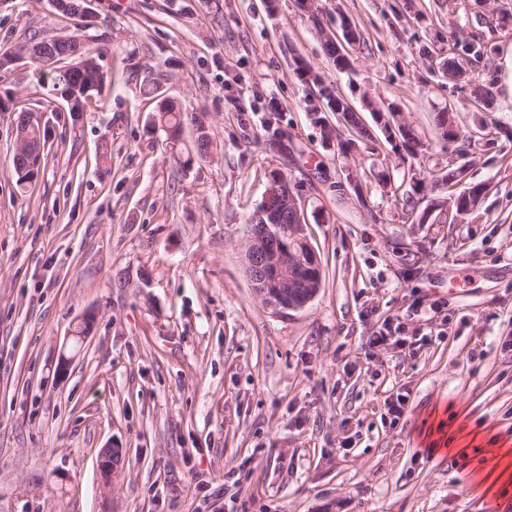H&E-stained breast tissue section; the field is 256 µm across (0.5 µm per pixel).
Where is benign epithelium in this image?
I'll return each mask as SVG.
<instances>
[{
    "label": "benign epithelium",
    "mask_w": 512,
    "mask_h": 512,
    "mask_svg": "<svg viewBox=\"0 0 512 512\" xmlns=\"http://www.w3.org/2000/svg\"><path fill=\"white\" fill-rule=\"evenodd\" d=\"M264 212L273 209L290 215L291 225L255 224L245 233L242 257L245 273L256 295L274 314L297 311L309 304L322 286V263L304 233V208L288 179L270 176ZM122 449L100 450L98 468L108 485L118 477Z\"/></svg>",
    "instance_id": "benign-epithelium-1"
}]
</instances>
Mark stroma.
<instances>
[{
    "instance_id": "1",
    "label": "stroma",
    "mask_w": 512,
    "mask_h": 512,
    "mask_svg": "<svg viewBox=\"0 0 512 512\" xmlns=\"http://www.w3.org/2000/svg\"><path fill=\"white\" fill-rule=\"evenodd\" d=\"M394 4L318 0L324 25L343 17L363 36L339 73L299 0H91L92 32L52 0H0V55L96 33L107 76L100 101L71 112L31 60L0 68L14 106L0 112V512H512V477L491 460L512 443V0H411L400 19ZM452 37L494 46L464 64L489 82V107L420 57ZM299 59L356 108L397 104L418 155L398 158L378 130L341 155L305 110ZM148 74L158 94L143 92ZM161 95L201 114L210 156L172 161ZM21 110L48 132L23 186L10 169ZM448 110L481 138L441 140ZM461 163L466 185H493L477 210L407 223ZM273 173L323 266L318 295L283 315L241 259ZM393 315L399 337L432 344L369 347ZM399 393L395 423L385 401ZM111 445L125 456L107 486L96 458Z\"/></svg>"
}]
</instances>
